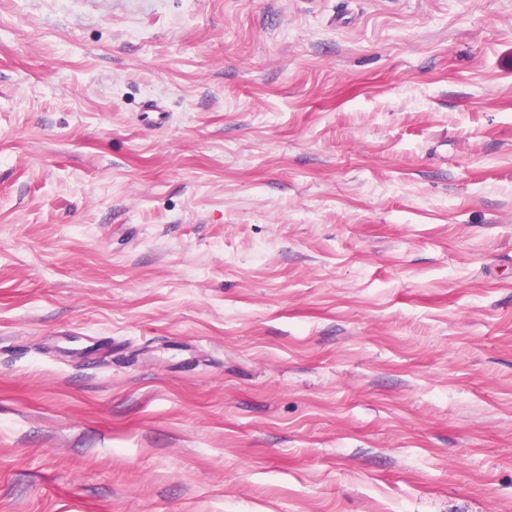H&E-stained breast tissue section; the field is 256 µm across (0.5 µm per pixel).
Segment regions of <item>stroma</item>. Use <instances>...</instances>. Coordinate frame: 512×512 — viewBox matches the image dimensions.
<instances>
[{
    "mask_svg": "<svg viewBox=\"0 0 512 512\" xmlns=\"http://www.w3.org/2000/svg\"><path fill=\"white\" fill-rule=\"evenodd\" d=\"M0 512H512V0H0Z\"/></svg>",
    "mask_w": 512,
    "mask_h": 512,
    "instance_id": "obj_1",
    "label": "stroma"
}]
</instances>
